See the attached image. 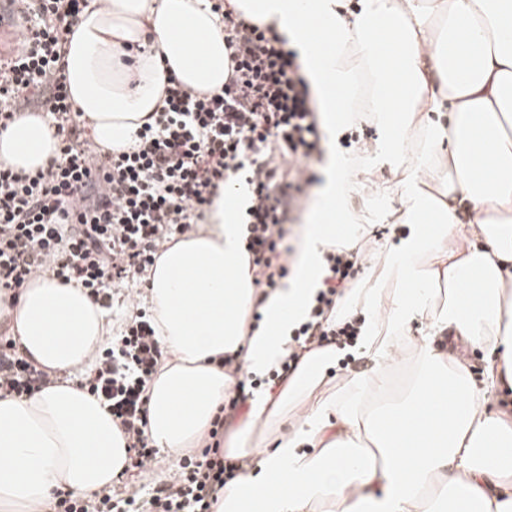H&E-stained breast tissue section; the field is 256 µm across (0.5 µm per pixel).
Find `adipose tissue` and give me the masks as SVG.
<instances>
[{"mask_svg":"<svg viewBox=\"0 0 512 512\" xmlns=\"http://www.w3.org/2000/svg\"><path fill=\"white\" fill-rule=\"evenodd\" d=\"M274 23L299 51L329 139L354 123L377 127L378 155H329L311 221L298 230L295 273L256 305L241 251L235 200L215 199L194 237L157 260L149 288L168 356L148 389V435L179 458L199 447L235 379L217 359L245 351L263 372L285 356L322 272V249L359 244L336 227L353 197H399L409 233L380 253L374 283L345 307L372 315L362 347L370 373L323 395L334 348L304 352L275 394L253 393L224 442L228 458L263 451L260 475L225 486L213 512H512V0H226ZM205 0H110L85 9L65 46L75 109L112 149L164 105L169 75L196 89L224 84V36ZM152 36L126 74V45ZM56 140L40 117L0 135V161L46 165ZM394 167V178L380 174ZM263 320L251 330L253 309ZM20 352L61 381L19 400L0 397V512H49L55 495H89L128 468L111 411L65 372L85 365L112 320L83 288L40 277L0 320ZM419 337L408 334L412 322ZM484 353L481 379L449 341ZM403 361L414 394L391 398ZM306 411L293 432L261 450L258 423L277 424L289 402Z\"/></svg>","mask_w":512,"mask_h":512,"instance_id":"obj_1","label":"adipose tissue"}]
</instances>
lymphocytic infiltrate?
Masks as SVG:
<instances>
[{
    "label": "lymphocytic infiltrate",
    "instance_id": "lymphocytic-infiltrate-1",
    "mask_svg": "<svg viewBox=\"0 0 512 512\" xmlns=\"http://www.w3.org/2000/svg\"><path fill=\"white\" fill-rule=\"evenodd\" d=\"M89 0H21L25 36L0 63V134L29 107L54 129L57 155L34 171L0 161V291L19 293L40 274L80 285L102 308L116 287L146 288L148 273L168 243L190 238L221 190L246 185L240 221L257 301L277 288L294 262L292 214L319 181L312 159L321 152L316 101L298 56L274 24L255 23L212 0L228 66L221 88L200 91L169 77L165 105L116 152L90 137L89 121L73 108L61 58ZM323 276L291 334L298 348L268 371L244 373L241 354L222 365L236 383L199 455L182 460L173 481L151 487L147 499L112 491L84 500L58 496L55 512H212L238 472L224 458V432L237 418L245 388H275L290 378L306 346L356 345L360 320L337 308L360 266L358 251L339 245L323 256ZM167 350L153 315L137 310L95 351L83 387L104 400L124 433L131 465L146 469L157 454L146 434L147 388ZM51 382L47 371L0 336V393L30 397Z\"/></svg>",
    "mask_w": 512,
    "mask_h": 512
}]
</instances>
